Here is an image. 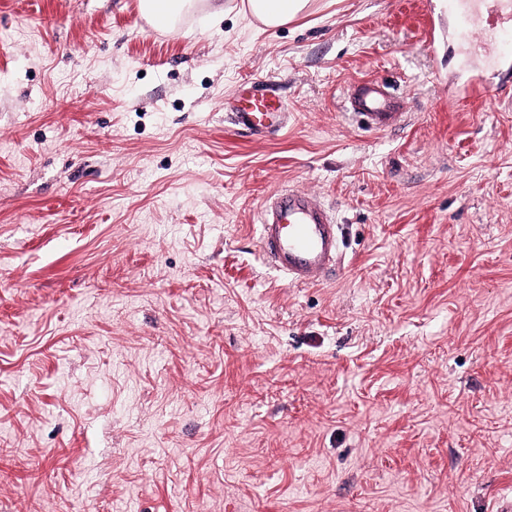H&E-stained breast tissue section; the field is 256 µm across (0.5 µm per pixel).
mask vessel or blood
<instances>
[{"label": "vessel or blood", "mask_w": 512, "mask_h": 512, "mask_svg": "<svg viewBox=\"0 0 512 512\" xmlns=\"http://www.w3.org/2000/svg\"><path fill=\"white\" fill-rule=\"evenodd\" d=\"M353 115L364 128L383 131L401 118L404 100L385 82L367 79L348 94ZM228 117L240 129L262 135L282 128L285 100L255 84L230 103ZM258 243L267 261L294 285L324 279L338 263L336 222L330 208L294 187L271 193L260 208Z\"/></svg>", "instance_id": "b4317fda"}]
</instances>
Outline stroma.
Instances as JSON below:
<instances>
[{
	"mask_svg": "<svg viewBox=\"0 0 512 512\" xmlns=\"http://www.w3.org/2000/svg\"><path fill=\"white\" fill-rule=\"evenodd\" d=\"M0 0V512H497L512 499V25L445 0ZM441 20L424 39L429 14ZM407 101L362 130L348 87ZM267 82L288 120L238 132ZM292 185L330 279L262 259ZM144 1H148V9L145 13L149 19H153L157 23L158 18L167 15L170 19L174 14L184 10L191 5L190 0H141V4L144 5ZM310 0H246L242 13L260 22L265 28H277L297 18ZM287 115L285 100L256 83L237 94L227 113L233 125L255 135L282 128ZM258 243L267 261L294 285L317 283L338 264L332 211L294 187L276 189L261 206Z\"/></svg>",
	"mask_w": 512,
	"mask_h": 512,
	"instance_id": "1",
	"label": "stroma"
}]
</instances>
